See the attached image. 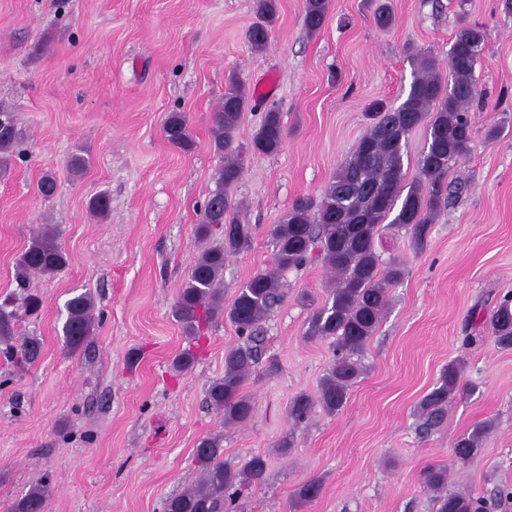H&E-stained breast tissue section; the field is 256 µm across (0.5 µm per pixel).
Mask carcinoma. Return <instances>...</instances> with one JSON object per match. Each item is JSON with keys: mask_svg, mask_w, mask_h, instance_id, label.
<instances>
[{"mask_svg": "<svg viewBox=\"0 0 512 512\" xmlns=\"http://www.w3.org/2000/svg\"><path fill=\"white\" fill-rule=\"evenodd\" d=\"M257 21L247 32L253 51H263L276 21L277 0H253ZM330 10V0H304L303 24L314 35L320 32ZM377 27L389 31L395 24L390 0H382L373 12ZM485 31L478 25L462 27L448 50V80H443L435 57L416 52V68L404 100L396 107L371 105V123L319 200L295 203L271 231V266L253 275L235 293L224 309V264L231 255L251 249L255 228L240 224L231 216L226 191L244 169L247 151L273 155L286 138L281 113L274 107L264 112L254 131L250 147L236 141L243 112L255 92L238 76L228 78L224 99L215 111L211 147L220 158L214 173L215 188L204 204L195 227L198 239L206 243L194 261L188 279L178 291L173 316L183 333L201 337L203 325L222 316L235 325L241 342L224 351V375L207 386L210 405L222 415L227 427L245 424L255 413V402L243 392V385L261 358L259 326L280 303L283 274L319 260L333 276L324 302L308 319L305 336L332 339L333 363L321 380L317 396L301 393L288 405L292 431L277 443L286 454L294 447V430L307 425L321 407L329 414L340 411L348 393L362 375V357L376 332L389 302L390 288L404 275L397 259L383 262L377 240L385 229L411 233L414 244L426 245L428 226L448 203V168L468 155L473 138L472 103L480 97L475 70L485 46ZM426 144L416 161L419 177L406 182L404 151L408 134L428 113ZM164 134L168 142L189 150L194 142L185 115L172 113ZM16 145L13 115L0 111V170L7 169ZM68 264L58 245L56 229L46 226L35 233L16 262V281L26 288L33 276L54 275ZM14 299L0 303V353L15 354L28 363L37 359L40 345L35 340L17 347L13 344L18 312L10 308ZM66 317L62 332L65 348L74 353L89 343L101 323L96 299L84 289L64 304ZM489 330L503 348L512 347V294L504 297L494 313ZM462 367L452 362L441 373L437 385L422 399L420 410L425 425L438 423L460 391ZM494 428L489 419L458 437L453 445L456 461L465 463L481 451L487 434ZM199 477L183 491L167 497L163 512H234L242 488L260 480L267 468L263 455L252 457L240 472L224 467V448L219 435L205 436L195 448ZM423 479L433 492L434 512H497L503 499L512 497L506 489L490 497L473 492L448 491V470L443 465L425 469ZM318 480L299 486L296 497L311 502L321 492ZM50 483L41 481L10 506L11 512H44Z\"/></svg>", "mask_w": 512, "mask_h": 512, "instance_id": "1", "label": "carcinoma"}]
</instances>
